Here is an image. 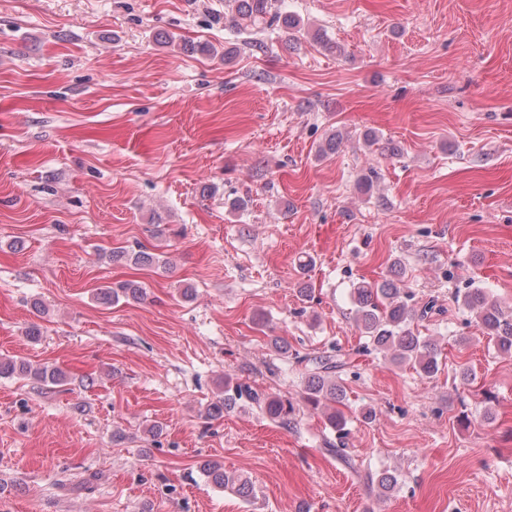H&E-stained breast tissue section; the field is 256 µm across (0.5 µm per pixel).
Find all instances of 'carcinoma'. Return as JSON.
Masks as SVG:
<instances>
[{"label":"carcinoma","mask_w":512,"mask_h":512,"mask_svg":"<svg viewBox=\"0 0 512 512\" xmlns=\"http://www.w3.org/2000/svg\"><path fill=\"white\" fill-rule=\"evenodd\" d=\"M229 23L240 32L273 33L284 30L291 37L301 32L300 20L287 12L272 11L270 0H235V13ZM119 255L140 266H150L159 261L158 257L146 252L138 243L119 252ZM101 295L115 303L122 297L137 299L143 296V288L125 282L113 289L102 291ZM350 297L354 306L356 327L365 337L362 351L368 354L374 352L401 365L408 363L425 378H431L438 372L437 340L432 336H422L411 329L415 318L424 319L433 313L434 305L427 304L415 309L409 290L400 287L394 280L380 283L360 282L351 289ZM456 302L476 314L477 323L495 342L499 351L512 353L511 310H503L483 288L465 289L456 296ZM294 360L304 370L303 401L313 411L324 416L326 427L338 440L345 439L349 434L348 418L338 405L346 398L341 374L347 362L339 355L326 351L303 356L296 353ZM17 372L56 386L63 385L67 380L65 372L59 369L34 367L22 360L0 361V376H12ZM242 401L255 405L285 429L295 424V407L291 400L229 379L224 380L222 396L207 406L205 415L216 417L234 409ZM202 469L214 485H230L245 499L253 496V486L240 477L224 473L221 463L207 461Z\"/></svg>","instance_id":"obj_1"}]
</instances>
